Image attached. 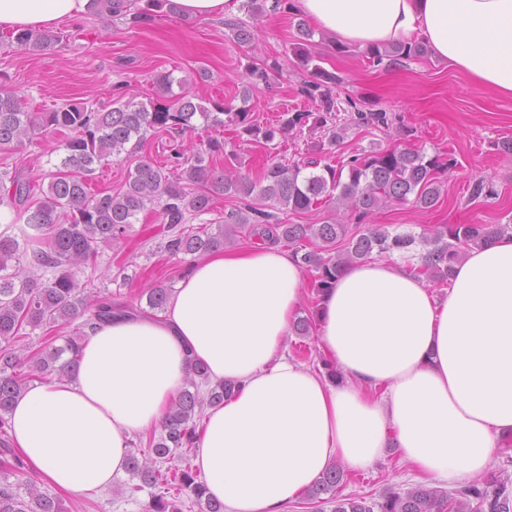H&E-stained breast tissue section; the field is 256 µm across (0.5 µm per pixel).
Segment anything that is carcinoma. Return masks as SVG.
<instances>
[{
    "instance_id": "obj_1",
    "label": "carcinoma",
    "mask_w": 512,
    "mask_h": 512,
    "mask_svg": "<svg viewBox=\"0 0 512 512\" xmlns=\"http://www.w3.org/2000/svg\"><path fill=\"white\" fill-rule=\"evenodd\" d=\"M280 3L242 0L241 9L252 19L278 10ZM88 13L105 24L127 18L138 25L157 16L178 14L180 6L176 0H90ZM224 25L237 43L253 42L248 22L238 18ZM297 32L296 64L312 76L300 93L315 103V110L289 112L276 128L260 127L247 106L251 89L268 82L266 68L256 65L246 71L241 105L222 102L211 109L196 102L188 79L171 72L157 77L161 103L117 97L96 108L76 102L51 112H31L16 95L0 88V152L22 148L38 131L67 133L60 144L57 171L41 198L32 199L30 180L23 172L0 174L4 190L0 201L14 214L0 229V512H66L62 499L25 471L8 436L9 414L15 397L31 380L75 371L86 329L115 313H144L135 302H118L112 293L101 291L93 278H79L86 269L96 270L102 248L121 247L140 214L151 213L165 225L166 238L160 249L170 256L201 258L223 248L224 240L246 226L262 242L286 241L294 247L293 255L302 267L314 273L318 295L332 287L343 269L374 254L408 252L417 243L423 245V274L447 280L464 249L512 234L511 224H448L431 236L417 238L366 224L368 217L389 203L411 200L429 209L439 201L438 174L452 162L429 157L416 148L395 145L362 151L334 166L319 156L324 150L321 145L315 155L302 160L284 163L270 158L256 181L235 171L238 156L234 152L228 154V166L221 171L206 164L199 153L188 156L177 138L195 128L197 118L207 125H222L227 120L242 133L267 142L309 126L322 130L333 145L350 124L389 127L387 112L381 109L359 110L340 119L345 108L337 102V78L317 64L320 56L311 50L313 33L305 21L298 22ZM11 39L32 53L60 42L49 30L14 33ZM426 52L421 42L367 50L377 64L385 60L396 64ZM161 131L173 140L166 165L143 159L128 171L123 190L90 192L97 169L123 154L133 156L150 135ZM224 194L239 196L241 206L217 218L213 229L207 224L189 226L190 221L212 212L214 198ZM318 205L336 216L322 224H290L285 218L290 211ZM170 292L167 285L147 289V306L164 309ZM76 320L80 325L75 332L54 336L57 329ZM29 329L43 332V342L35 351L25 344ZM58 339L62 344H56ZM233 388L232 382L211 383L206 366L194 364L169 407L159 437L147 438L145 450H130L126 466L133 480L130 491L146 490L149 495L141 504L142 512H183L169 502L171 498H187L199 512H224V503L207 495L194 470L174 460L193 448L204 408L224 402ZM344 477L342 467L331 465L308 489L307 498L334 504L332 512H512V489L504 481H476L450 494L425 487L390 491L375 501L336 496Z\"/></svg>"
}]
</instances>
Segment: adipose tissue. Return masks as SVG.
Returning a JSON list of instances; mask_svg holds the SVG:
<instances>
[{
  "mask_svg": "<svg viewBox=\"0 0 512 512\" xmlns=\"http://www.w3.org/2000/svg\"><path fill=\"white\" fill-rule=\"evenodd\" d=\"M89 0H0V27L45 29ZM332 39L425 42L483 90L512 97V0H291ZM287 250L256 245L192 265L165 310L90 331L74 374L15 400L13 446L50 487L79 495L125 471L190 371L232 380L206 408L192 464L228 512H283L333 462L359 470L396 448L418 481L481 474L512 446V237L469 249L445 295L415 265L370 259L318 301V347L336 384L287 356L304 296Z\"/></svg>",
  "mask_w": 512,
  "mask_h": 512,
  "instance_id": "adipose-tissue-1",
  "label": "adipose tissue"
}]
</instances>
